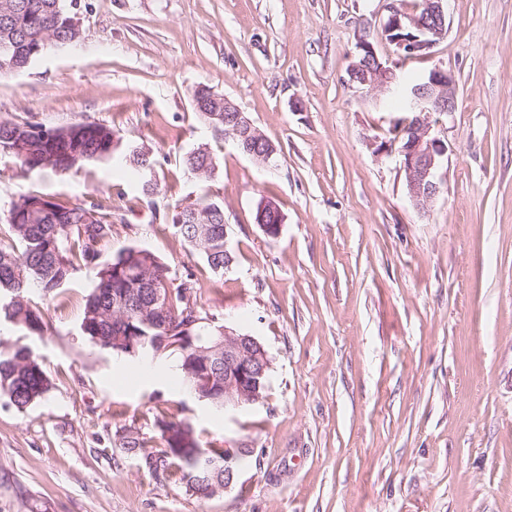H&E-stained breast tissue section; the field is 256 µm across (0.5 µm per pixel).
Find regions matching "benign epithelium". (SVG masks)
<instances>
[{"mask_svg":"<svg viewBox=\"0 0 512 512\" xmlns=\"http://www.w3.org/2000/svg\"><path fill=\"white\" fill-rule=\"evenodd\" d=\"M433 3L431 18L434 24L422 19L415 12L403 6L401 0H393L387 20L383 27L400 35L390 38V43L397 48L400 57L423 58L432 53V49L441 40L439 30L446 22L444 2L446 0H429ZM356 56L361 62H352L349 69L360 71L359 79H350L356 89L371 93H386L400 87L399 67L387 69L381 63L382 57L373 43L366 38L359 39ZM411 104L413 118L405 121L403 128L410 134L409 141L400 143V139L384 140L375 146V152L397 155L400 169L404 173L408 197L419 209L426 208L441 191L442 178L440 170L448 153L446 142L439 137L433 116L436 112L455 111L457 91L452 76L440 66L435 67L428 76V83L423 88H415L405 93ZM232 102L224 100V111L231 113L236 128L250 133L254 126L240 109H231ZM190 325H184V334L176 341L147 342L140 340L132 350L142 347V357H154L170 348H179L186 344L195 346L196 353L206 356L224 352V407H242L253 405L263 399L262 381L268 379L270 359L264 346L257 338L242 333L232 327L221 329L223 336L212 345H206L207 337L189 334ZM246 449L238 448L224 453V465L212 460L211 450L195 448L182 456L183 467L187 475L202 465L212 468L213 472L224 473V488H229L237 474L234 460L245 454Z\"/></svg>","mask_w":512,"mask_h":512,"instance_id":"obj_1","label":"benign epithelium"}]
</instances>
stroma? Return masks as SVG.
<instances>
[{
    "label": "stroma",
    "mask_w": 512,
    "mask_h": 512,
    "mask_svg": "<svg viewBox=\"0 0 512 512\" xmlns=\"http://www.w3.org/2000/svg\"><path fill=\"white\" fill-rule=\"evenodd\" d=\"M391 0H80L84 45L0 76V121L96 122L155 156L158 190L111 166L30 170L0 158V244L13 199L86 202L112 223L102 259L138 245L186 285L201 315L256 337L261 402L219 411L173 383L175 355L116 357L83 334L84 267L55 298L32 291L29 345L53 386L17 410L0 397V512H512V0H447L430 57L455 79L443 188L408 200L397 156L375 154L391 114L352 87L360 37ZM206 86L275 145L262 165L195 112ZM218 158L197 180L186 154ZM221 202L231 262L213 272L173 227ZM274 202L277 236L256 222ZM201 447L246 448L235 483L200 500L121 449L128 428L163 441L156 414Z\"/></svg>",
    "instance_id": "obj_1"
}]
</instances>
